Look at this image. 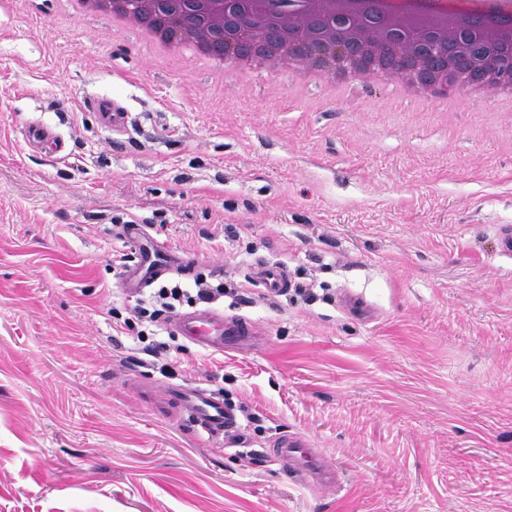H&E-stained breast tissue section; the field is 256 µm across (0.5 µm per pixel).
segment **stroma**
<instances>
[{
    "label": "stroma",
    "instance_id": "1",
    "mask_svg": "<svg viewBox=\"0 0 512 512\" xmlns=\"http://www.w3.org/2000/svg\"><path fill=\"white\" fill-rule=\"evenodd\" d=\"M37 122L65 153L28 145ZM127 222L197 260L182 287H223L259 345L210 353L160 320L159 355L139 350ZM507 225L512 111L492 93L443 111L389 81L216 78L63 0H0V512H512ZM261 259L287 295H265ZM166 384L221 392L245 445L171 420ZM289 433L339 489L288 477L270 450ZM91 108L97 112L101 123L105 128L113 132H123L127 125V112L123 106L116 101H108L103 98H93ZM259 284L271 297H278L288 294L292 280L288 268L279 263H266L259 267L257 272Z\"/></svg>",
    "mask_w": 512,
    "mask_h": 512
}]
</instances>
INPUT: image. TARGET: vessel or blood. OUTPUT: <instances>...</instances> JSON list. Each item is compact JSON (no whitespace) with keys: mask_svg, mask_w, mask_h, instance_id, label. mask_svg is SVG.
Segmentation results:
<instances>
[{"mask_svg":"<svg viewBox=\"0 0 512 512\" xmlns=\"http://www.w3.org/2000/svg\"><path fill=\"white\" fill-rule=\"evenodd\" d=\"M91 108L97 112L103 126L115 132L125 131L127 112L114 101L95 98ZM28 138L37 143L47 144L53 152L64 149L63 139L42 124H34L28 130ZM120 237L133 243L135 256L125 265L119 286L124 294H141L157 282L173 275H183L188 271V262L175 248L152 237L140 224L121 225ZM259 284L268 296L286 295L291 284V276L286 266L267 263L257 272ZM171 332L182 336L193 345L211 352L223 353L227 350H246L253 346L257 330L243 317H225L222 310L201 307L177 313L168 322ZM164 401L168 410L178 419L193 423L215 440H228L231 445L242 443L238 418L234 410L224 403L221 394L192 385H172L164 387ZM275 457L287 466L290 474L304 485L322 491L337 484L339 474L305 439L297 435L284 436L276 450Z\"/></svg>","mask_w":512,"mask_h":512,"instance_id":"vessel-or-blood-1","label":"vessel or blood"}]
</instances>
